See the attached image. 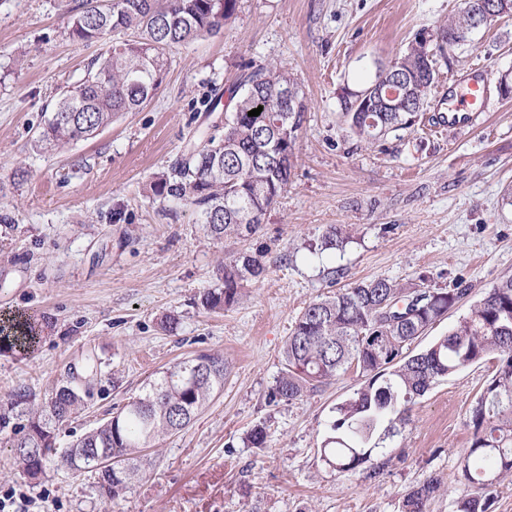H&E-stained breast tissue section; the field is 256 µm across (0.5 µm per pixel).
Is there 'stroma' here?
<instances>
[{"label": "stroma", "mask_w": 512, "mask_h": 512, "mask_svg": "<svg viewBox=\"0 0 512 512\" xmlns=\"http://www.w3.org/2000/svg\"><path fill=\"white\" fill-rule=\"evenodd\" d=\"M461 0H237L220 31L169 48L156 94L96 136L57 151L39 136L51 107L104 52L73 41L57 0H0V320L47 316L26 360L0 352V399L17 384L37 396L70 378L91 396L57 425L66 448L111 416L144 384L199 351L224 354V388L185 429L152 443L142 477L102 502L94 477L48 469L21 478L0 447V512L13 497L32 512H401L429 476L454 489L468 446L469 410L495 364H473L416 399L376 478L337 473L321 457L332 408L360 387L348 372L321 392L274 404L284 341L301 311L339 285L385 277L471 291L414 344L426 348L470 305L512 277V99L491 92L488 112L459 131L435 128L448 88L475 64L512 71V17L446 49L421 123L373 144L356 142L339 109L342 88L368 83L420 30L436 31ZM277 62L309 101L286 191L248 237L216 239L192 209L154 197L149 185L222 113H202L215 87L245 62ZM341 248L314 254L329 227ZM246 251L266 274L224 311L201 304L216 267ZM176 316L163 332L162 317ZM99 367L90 372L88 358ZM265 427L267 444L246 437Z\"/></svg>", "instance_id": "35a3bbf8"}]
</instances>
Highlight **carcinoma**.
<instances>
[{
    "label": "carcinoma",
    "mask_w": 512,
    "mask_h": 512,
    "mask_svg": "<svg viewBox=\"0 0 512 512\" xmlns=\"http://www.w3.org/2000/svg\"><path fill=\"white\" fill-rule=\"evenodd\" d=\"M237 0H61L69 35L82 43L112 47L93 58L85 75L61 93L39 139L47 151L88 139L120 116L137 112L151 99L168 69L167 49L218 32L236 11ZM480 5L463 0L459 11L436 31L434 45L410 43L390 66L376 68L367 87L371 105L353 109L346 90L340 110L350 133L373 143L407 130L420 117L434 87L436 56L450 45L448 35L474 28ZM294 75L277 64L246 65L238 80L214 93L206 111L224 100V126L200 135L151 183L153 195L191 208L213 237H243L256 231L288 186L294 150L308 105L302 90L289 102ZM263 107L258 116L248 112ZM257 255L240 252L217 265L221 282L202 296L211 311L232 305L239 290L262 276ZM471 288L407 287L374 278L329 291L298 315L281 351L282 368L268 393L270 402H293L312 395L349 370L364 382L332 408L323 461L338 472L369 465L376 476L388 465L387 442L407 424L410 405L433 385L459 370L496 360L492 376L472 406L467 426L470 447L461 456L467 490L457 512H487L485 489L512 481V277L496 283L470 306L448 333L417 352L411 345ZM40 341L39 322L15 315L0 322V350L30 357ZM229 363L199 352L148 382L142 393L70 447L56 450L54 431L84 403L89 391L70 380L38 403L25 385L0 400V440L11 448L20 475L37 480L52 466L95 477V492L113 501L142 475L144 451L157 439L186 428L224 388ZM451 492L431 476L403 497L402 512H428L436 496Z\"/></svg>",
    "instance_id": "1"
}]
</instances>
